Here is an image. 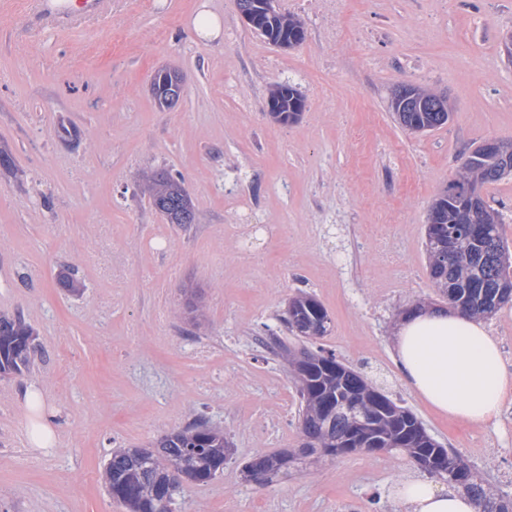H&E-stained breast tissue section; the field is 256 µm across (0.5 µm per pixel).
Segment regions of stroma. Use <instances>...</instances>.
Instances as JSON below:
<instances>
[{"label": "stroma", "instance_id": "35a3bbf8", "mask_svg": "<svg viewBox=\"0 0 512 512\" xmlns=\"http://www.w3.org/2000/svg\"><path fill=\"white\" fill-rule=\"evenodd\" d=\"M221 21L216 38L194 20ZM294 48L259 37L235 0H112L74 29L0 0V313L35 333L29 372L0 380V512H122L104 467L195 420L232 453L173 512H398L390 492L424 471L405 454L291 466L256 485L244 464L301 443L290 355L321 348L360 372L495 488L512 492V392L481 428L443 417L402 380L391 335L402 312L443 299L425 252L428 209L486 139L512 141V0H342L333 41L310 8ZM184 75L171 108L151 84ZM293 85L305 108L272 121ZM446 95L429 133L393 118L394 90ZM178 173L196 221L170 224L143 179ZM67 273L76 291L60 288ZM310 294L328 335L282 322ZM38 382L57 444L32 451L18 397ZM267 108L275 122H295L304 108V99L291 85L278 84L268 98Z\"/></svg>", "mask_w": 512, "mask_h": 512}]
</instances>
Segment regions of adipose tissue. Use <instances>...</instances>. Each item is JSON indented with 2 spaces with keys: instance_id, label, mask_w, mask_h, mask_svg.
<instances>
[{
  "instance_id": "obj_1",
  "label": "adipose tissue",
  "mask_w": 512,
  "mask_h": 512,
  "mask_svg": "<svg viewBox=\"0 0 512 512\" xmlns=\"http://www.w3.org/2000/svg\"><path fill=\"white\" fill-rule=\"evenodd\" d=\"M394 361L422 400L472 426L497 417L503 393L512 386L501 349L484 323L459 311L429 309L404 316L394 337ZM21 404L30 420V448L53 447L56 429L38 384H30ZM396 498L407 512H476L469 497L422 479L401 481Z\"/></svg>"
}]
</instances>
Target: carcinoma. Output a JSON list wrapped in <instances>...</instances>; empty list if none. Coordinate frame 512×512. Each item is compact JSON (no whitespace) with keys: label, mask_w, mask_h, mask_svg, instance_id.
<instances>
[{"label":"carcinoma","mask_w":512,"mask_h":512,"mask_svg":"<svg viewBox=\"0 0 512 512\" xmlns=\"http://www.w3.org/2000/svg\"><path fill=\"white\" fill-rule=\"evenodd\" d=\"M253 30L280 48L304 34L301 23L275 11L264 13ZM164 79L172 86L167 106L175 104L182 92L183 77L179 70H167ZM437 94L414 85H401L391 101L398 123L411 131H431L448 122V113L433 111ZM269 116L276 122L297 120L304 108L298 90L278 84L268 98ZM512 173V164L504 166L496 158L488 142L476 146L465 160L461 171L438 193L427 217L425 250L434 285L455 308L472 316L490 315L512 300V250L500 232V216L491 214L485 202L473 199L476 189L501 181ZM146 191L152 207L170 224H193L196 213L182 179L167 169L153 172L146 179ZM299 306L295 319L286 320L287 327L297 332L296 325L315 322L326 335L330 319L323 305L310 295L292 300ZM34 349L32 329L18 315H0V374L9 377L29 370ZM313 363L306 370L308 390L298 389L301 399L300 432L303 437L299 457L265 472L269 482L288 473L290 464L307 459L318 460L332 455V448L347 436L350 426L345 414H336L335 405L327 404L336 392H357L364 414L374 412V387L357 371L329 374L324 365L336 364V356L322 350L312 354ZM377 432L386 437L388 450H407L414 459L432 464L425 468L430 475L473 500L479 512H512V495L485 484L463 462L460 456L445 448L431 446V437L415 415L404 410L389 411L379 416ZM224 432L195 423L163 436L157 449L140 458L128 451L112 455L106 465V488L109 496L126 512H161V500L151 494L150 482L171 469L174 480L201 485L216 478L224 470Z\"/></svg>","instance_id":"cac0c4a2"}]
</instances>
